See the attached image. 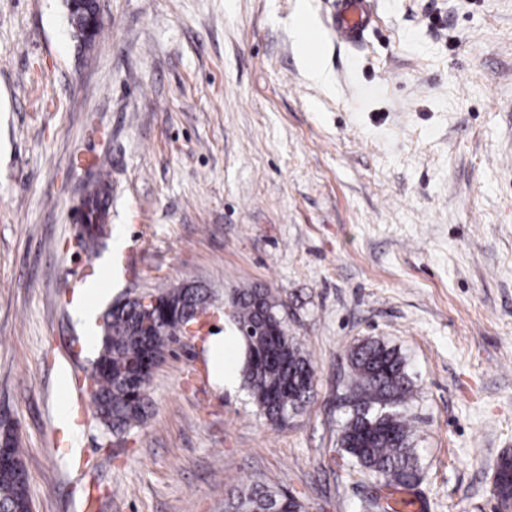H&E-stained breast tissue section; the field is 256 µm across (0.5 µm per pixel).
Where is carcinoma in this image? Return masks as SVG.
Listing matches in <instances>:
<instances>
[{"label":"carcinoma","instance_id":"1","mask_svg":"<svg viewBox=\"0 0 512 512\" xmlns=\"http://www.w3.org/2000/svg\"><path fill=\"white\" fill-rule=\"evenodd\" d=\"M104 228L81 230L78 249L94 250ZM174 309L187 313L208 304L200 288L176 286L156 292ZM232 316L244 347L241 379L257 409L277 426L309 403L314 368L284 322V304L267 288H243L229 297ZM193 318L168 321L163 313H146L135 298L118 300L103 315V334L96 357L100 372L94 380L92 401L104 428L114 436L140 425L146 415V388L128 371L132 357H163L174 336L187 332ZM350 373L345 394L346 417L339 444L350 463L379 478L382 485L410 484L415 478L411 430L408 423L413 383L400 353L379 341H367L349 354ZM502 480L497 484L503 504L512 500V457L497 463ZM29 500L27 482L0 478V512H17ZM307 512L295 497L268 484L233 488L224 512Z\"/></svg>","mask_w":512,"mask_h":512}]
</instances>
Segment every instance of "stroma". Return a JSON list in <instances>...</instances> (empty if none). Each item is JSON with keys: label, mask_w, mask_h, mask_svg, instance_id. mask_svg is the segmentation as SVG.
<instances>
[{"label": "stroma", "mask_w": 512, "mask_h": 512, "mask_svg": "<svg viewBox=\"0 0 512 512\" xmlns=\"http://www.w3.org/2000/svg\"><path fill=\"white\" fill-rule=\"evenodd\" d=\"M336 0H98L82 44L64 0H0V420L33 512H224L266 483L309 512L386 495L337 445L349 353L395 348L421 512H506L512 456V0H372L355 48ZM322 36L315 78L294 20ZM106 162L107 246L70 221ZM182 284L212 305L170 345L147 415L115 440L88 390L96 344L73 303ZM269 288L315 370L314 395L273 426L240 382L212 375L235 289ZM106 286L105 281L91 283L87 288H83L76 297L74 302L75 308L86 320H91L96 316L94 303L95 300L107 290ZM496 468V483L499 481L498 471L502 476V480L496 486L498 496L507 508L508 502L512 500V457L504 456L500 458Z\"/></svg>", "instance_id": "stroma-1"}]
</instances>
